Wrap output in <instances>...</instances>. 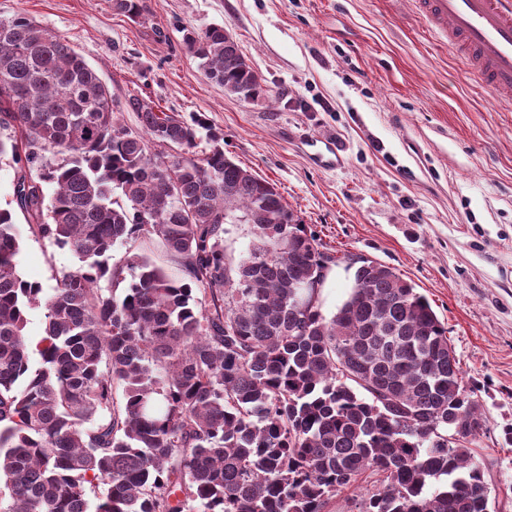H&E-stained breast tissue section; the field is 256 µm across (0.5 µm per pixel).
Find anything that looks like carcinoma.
I'll use <instances>...</instances> for the list:
<instances>
[{"label":"carcinoma","mask_w":512,"mask_h":512,"mask_svg":"<svg viewBox=\"0 0 512 512\" xmlns=\"http://www.w3.org/2000/svg\"><path fill=\"white\" fill-rule=\"evenodd\" d=\"M183 40L225 93L263 92L224 27ZM125 107L139 129L63 36L0 20V126L18 132L0 139L18 181L0 208V512H324L367 472L379 487L357 512H490L466 446L487 417L430 302L363 259L326 316L335 258L276 188L217 132L195 152L201 116ZM17 209L79 261L53 288L18 271ZM228 224L251 225L237 258Z\"/></svg>","instance_id":"obj_1"}]
</instances>
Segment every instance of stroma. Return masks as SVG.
Here are the masks:
<instances>
[{
  "mask_svg": "<svg viewBox=\"0 0 512 512\" xmlns=\"http://www.w3.org/2000/svg\"><path fill=\"white\" fill-rule=\"evenodd\" d=\"M0 0L64 36L109 88L120 123L137 95L155 110L202 115L233 160L272 183L338 263L321 290L333 314L357 259L393 268L448 330L467 389L486 417L471 447L487 467L492 512H512V99L470 76L423 31L408 0ZM221 26L262 78L243 101L212 82L187 30ZM341 148L340 167L309 156ZM69 249L24 238L23 278L44 286L75 270ZM314 148L311 158L315 164L321 167H337L343 163V158L336 149V145L325 141L312 142Z\"/></svg>",
  "mask_w": 512,
  "mask_h": 512,
  "instance_id": "obj_1",
  "label": "stroma"
}]
</instances>
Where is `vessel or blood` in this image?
<instances>
[{"label": "vessel or blood", "instance_id": "b4317fda", "mask_svg": "<svg viewBox=\"0 0 512 512\" xmlns=\"http://www.w3.org/2000/svg\"><path fill=\"white\" fill-rule=\"evenodd\" d=\"M412 5L432 38L459 46L493 95L512 97V0H412ZM311 158L321 167L343 162L335 144L325 141L315 145Z\"/></svg>", "mask_w": 512, "mask_h": 512}]
</instances>
